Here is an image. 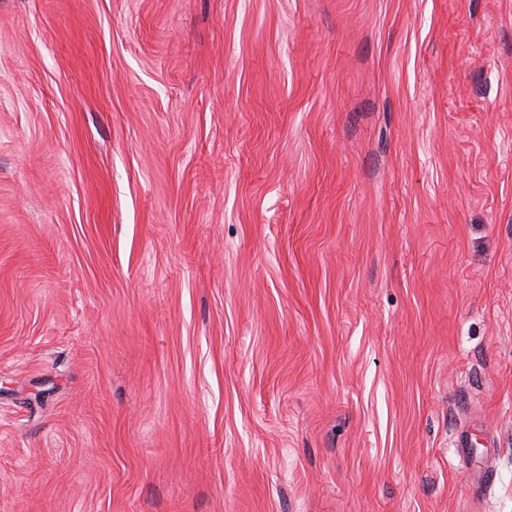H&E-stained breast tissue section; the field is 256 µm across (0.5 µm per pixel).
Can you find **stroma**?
Wrapping results in <instances>:
<instances>
[{
	"label": "stroma",
	"instance_id": "1",
	"mask_svg": "<svg viewBox=\"0 0 512 512\" xmlns=\"http://www.w3.org/2000/svg\"><path fill=\"white\" fill-rule=\"evenodd\" d=\"M0 512H512V0H0Z\"/></svg>",
	"mask_w": 512,
	"mask_h": 512
}]
</instances>
